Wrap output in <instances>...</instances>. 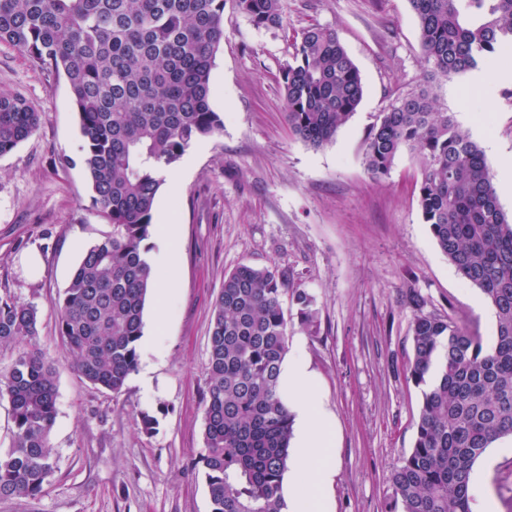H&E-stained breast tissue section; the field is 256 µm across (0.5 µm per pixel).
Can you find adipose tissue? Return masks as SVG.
I'll return each instance as SVG.
<instances>
[{"label":"adipose tissue","mask_w":512,"mask_h":512,"mask_svg":"<svg viewBox=\"0 0 512 512\" xmlns=\"http://www.w3.org/2000/svg\"><path fill=\"white\" fill-rule=\"evenodd\" d=\"M281 386L296 428L288 461L289 512L302 506L326 512L321 489L335 473L330 420L318 403L314 375L303 356H294L283 368Z\"/></svg>","instance_id":"ef3b65f1"}]
</instances>
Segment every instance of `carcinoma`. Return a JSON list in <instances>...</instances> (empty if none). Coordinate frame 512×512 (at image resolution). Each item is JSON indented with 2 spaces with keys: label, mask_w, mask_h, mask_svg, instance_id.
Masks as SVG:
<instances>
[{
  "label": "carcinoma",
  "mask_w": 512,
  "mask_h": 512,
  "mask_svg": "<svg viewBox=\"0 0 512 512\" xmlns=\"http://www.w3.org/2000/svg\"><path fill=\"white\" fill-rule=\"evenodd\" d=\"M426 65L423 83L381 113L364 143L367 172L390 174L404 151L420 169L421 218L449 263L494 310L489 345L448 315L420 312L406 377L423 387L413 448L391 475L402 512H472L470 479L487 448L512 436V220L480 146L445 110L441 80L490 67L512 50V0H408ZM257 28L280 27V0H0V45L70 88L81 162L112 233L91 245L59 301L57 335L90 385L118 394L136 370L154 287L147 255L161 171L219 134L211 71L226 4ZM288 126L319 148L363 97L336 33L303 28L282 74ZM41 115L0 94V157L33 135ZM318 331L315 298L285 272L240 265L224 275L211 316L204 451L193 462L211 512H282L293 417L279 386L292 318ZM37 310L0 299V400L11 420L0 452V499L38 498L54 472L50 434L56 369L38 340Z\"/></svg>",
  "instance_id": "carcinoma-1"
}]
</instances>
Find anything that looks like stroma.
<instances>
[{
	"label": "stroma",
	"mask_w": 512,
	"mask_h": 512,
	"mask_svg": "<svg viewBox=\"0 0 512 512\" xmlns=\"http://www.w3.org/2000/svg\"><path fill=\"white\" fill-rule=\"evenodd\" d=\"M283 25L256 28L229 14L216 54L211 106L221 134L189 147L160 189L155 213L178 226V280L165 310L148 300L144 337L153 350L121 393L94 388L74 370L57 335L58 302L84 252L110 233L82 169L78 117L64 79L47 77L21 51L0 46V92L42 113L39 129L0 157V297L32 304L41 346L56 367L55 468L36 499H0V512H211L192 463L204 450L202 394L213 302L240 264L287 271L314 296L319 329H290L316 377L334 434L329 512H402L390 481L414 443L421 389L408 381L414 354L408 289L427 313L447 314L490 342L494 311L437 247L417 206L419 167L401 154L389 177L371 178L364 141L380 114L418 88L424 64L408 0H281ZM336 32L364 86L356 111L330 143L312 148L288 127L280 75L296 33ZM471 73L440 82L441 104L484 148L493 173L512 164V81ZM40 253L30 273L23 258ZM158 420L152 432L137 421ZM493 512H512V438L474 466Z\"/></svg>",
	"instance_id": "35a3bbf8"
}]
</instances>
